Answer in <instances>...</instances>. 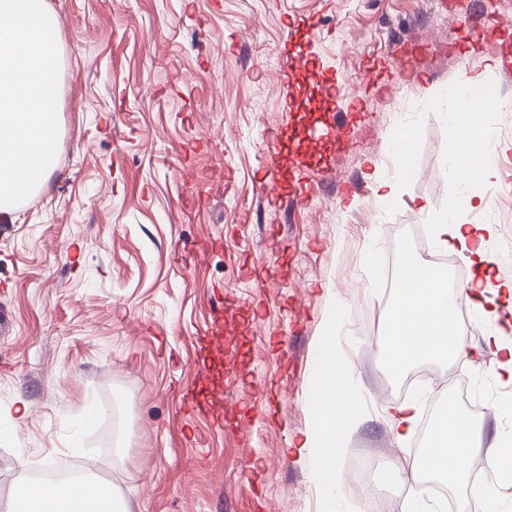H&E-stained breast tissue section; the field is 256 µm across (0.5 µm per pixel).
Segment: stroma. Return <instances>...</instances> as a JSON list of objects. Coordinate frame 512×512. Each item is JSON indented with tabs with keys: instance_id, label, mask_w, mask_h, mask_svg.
I'll return each instance as SVG.
<instances>
[{
	"instance_id": "stroma-1",
	"label": "stroma",
	"mask_w": 512,
	"mask_h": 512,
	"mask_svg": "<svg viewBox=\"0 0 512 512\" xmlns=\"http://www.w3.org/2000/svg\"><path fill=\"white\" fill-rule=\"evenodd\" d=\"M63 58L57 168L1 221L0 512L19 479L63 465L112 484L128 512H321L304 458L309 378L335 298L344 299L349 369L367 404L414 400L411 433L379 417L351 437L346 463L375 456L374 484L401 512H484L493 486L512 512V480L481 471L441 499L399 478L429 444V420L467 418L478 448L512 417L499 404L484 338L512 343V300L469 309L460 333L481 357L428 361L409 380L385 355L394 304L374 257L408 255L447 272L457 254L434 224L470 189L450 174L448 116L424 99L512 51L484 39L512 0H47ZM314 61L354 93L285 76L298 20ZM491 84L505 108L482 121L507 149L468 211L490 224L492 276L512 279V76ZM412 130V173L382 201L368 163L396 179L393 144ZM222 316V348L199 338ZM217 413L188 412L209 380Z\"/></svg>"
}]
</instances>
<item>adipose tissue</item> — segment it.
<instances>
[{
	"mask_svg": "<svg viewBox=\"0 0 512 512\" xmlns=\"http://www.w3.org/2000/svg\"><path fill=\"white\" fill-rule=\"evenodd\" d=\"M439 103L449 112L453 137L468 143L470 156L480 155L487 142L493 140V132L477 117L464 112L457 101L443 96ZM493 233L492 225L465 223L457 204L450 206L448 219L435 226L440 247L480 266L490 262L485 240ZM401 283L385 341L387 360L397 370L422 359L471 358L472 353L457 330L449 295L469 304L487 293H504L512 298V280L487 275L470 287L452 292L446 275L413 259L404 262ZM348 321L345 303L336 300L324 322L325 340L310 379L308 407L312 424L301 445L310 476L327 501L326 512H336V504L343 496V461L351 436L363 423L362 411L355 406L360 380L337 350L338 335ZM476 453L472 424L462 417L442 415L436 420L431 446L418 454L413 471L457 484L468 475ZM26 489L21 512H117L110 486L82 478L62 480L49 487L30 482Z\"/></svg>",
	"mask_w": 512,
	"mask_h": 512,
	"instance_id": "adipose-tissue-1",
	"label": "adipose tissue"
}]
</instances>
